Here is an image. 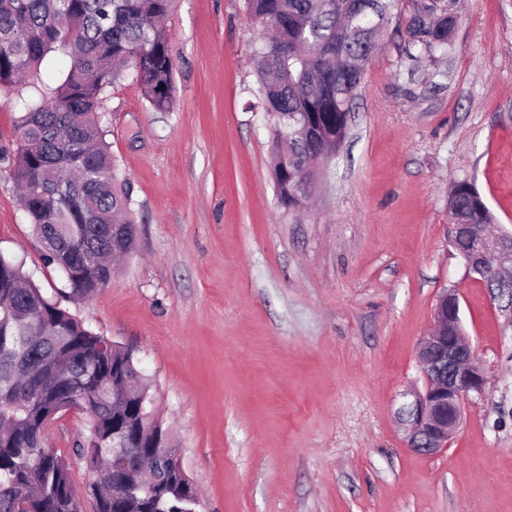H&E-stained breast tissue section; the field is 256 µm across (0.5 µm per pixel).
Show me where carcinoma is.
Returning <instances> with one entry per match:
<instances>
[{"instance_id": "1", "label": "carcinoma", "mask_w": 512, "mask_h": 512, "mask_svg": "<svg viewBox=\"0 0 512 512\" xmlns=\"http://www.w3.org/2000/svg\"><path fill=\"white\" fill-rule=\"evenodd\" d=\"M173 0H0V87L19 86L47 55L61 50L70 66L59 85L23 100L14 148L0 149L21 203L75 301L93 298L117 267L95 270L76 256L126 257L136 242L132 188L120 174L98 114L107 88L125 67L136 72L155 112L174 108L173 57L167 21ZM244 0L271 31L254 64L259 104L273 122L271 151L288 154V172L273 169L278 202L303 208L298 187L318 159L332 156L347 129L354 91L392 20L405 17L407 56L434 60L448 51L459 23L457 0ZM449 220L484 230L495 217L476 188L453 186ZM122 232L112 237V225ZM67 413L86 417L74 453L99 473L86 495L95 512H198L186 473L171 467L175 448L112 447L116 425L135 418L168 431L153 409L151 384L129 350L86 327L47 295L23 261L0 252V512L38 500L44 512H84L69 458L45 432ZM125 472L122 494L112 469Z\"/></svg>"}]
</instances>
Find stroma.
I'll return each instance as SVG.
<instances>
[{
    "label": "stroma",
    "instance_id": "obj_1",
    "mask_svg": "<svg viewBox=\"0 0 512 512\" xmlns=\"http://www.w3.org/2000/svg\"><path fill=\"white\" fill-rule=\"evenodd\" d=\"M461 15L433 64L389 27L297 212L276 196L243 0H175L173 110L151 111L131 69L107 90L137 252L68 308L133 352L200 512H512V324L448 219L467 182L512 233V0H461ZM0 252L64 288L1 163ZM451 288L487 384L448 448L420 455L400 411ZM84 428L68 414L47 431L80 494L95 478L73 456Z\"/></svg>",
    "mask_w": 512,
    "mask_h": 512
}]
</instances>
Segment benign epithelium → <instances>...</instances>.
<instances>
[{
	"instance_id": "obj_1",
	"label": "benign epithelium",
	"mask_w": 512,
	"mask_h": 512,
	"mask_svg": "<svg viewBox=\"0 0 512 512\" xmlns=\"http://www.w3.org/2000/svg\"><path fill=\"white\" fill-rule=\"evenodd\" d=\"M453 232L471 242L464 255L468 270H481L498 287L512 286L511 233L477 232L472 224H455ZM459 316L456 290H444L434 309V324L418 343L425 384L423 390L410 392L414 401L407 411V447L419 454L448 447L465 401L482 394L486 386L485 374Z\"/></svg>"
}]
</instances>
